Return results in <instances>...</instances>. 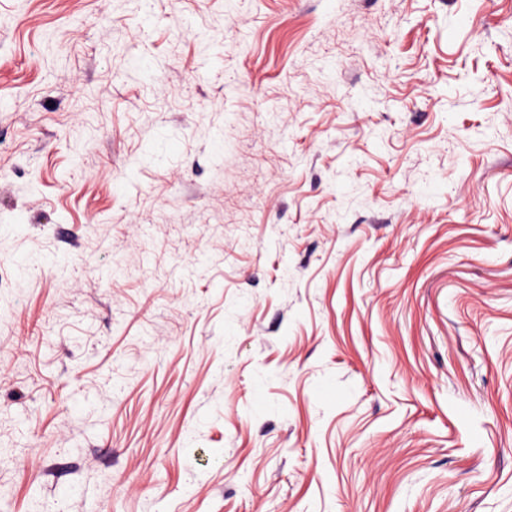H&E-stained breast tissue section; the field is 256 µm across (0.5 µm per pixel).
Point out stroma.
Returning <instances> with one entry per match:
<instances>
[{
    "label": "stroma",
    "instance_id": "1",
    "mask_svg": "<svg viewBox=\"0 0 512 512\" xmlns=\"http://www.w3.org/2000/svg\"><path fill=\"white\" fill-rule=\"evenodd\" d=\"M0 512H512V0H0Z\"/></svg>",
    "mask_w": 512,
    "mask_h": 512
}]
</instances>
